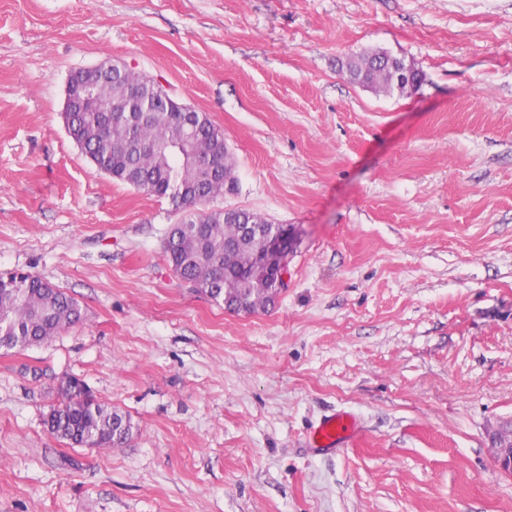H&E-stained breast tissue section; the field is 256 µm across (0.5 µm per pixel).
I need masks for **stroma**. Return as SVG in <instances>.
<instances>
[{
  "mask_svg": "<svg viewBox=\"0 0 512 512\" xmlns=\"http://www.w3.org/2000/svg\"><path fill=\"white\" fill-rule=\"evenodd\" d=\"M381 50L410 95L341 69ZM119 60L206 113L245 209L296 232L268 312L181 281L184 211L97 171L63 120ZM82 312L0 349V512H512V0H0V276ZM131 415L118 451L44 420L65 377ZM356 446L317 452L323 416ZM360 428L356 418L348 412L325 416L310 432V446L318 451H330L354 444Z\"/></svg>",
  "mask_w": 512,
  "mask_h": 512,
  "instance_id": "stroma-1",
  "label": "stroma"
}]
</instances>
